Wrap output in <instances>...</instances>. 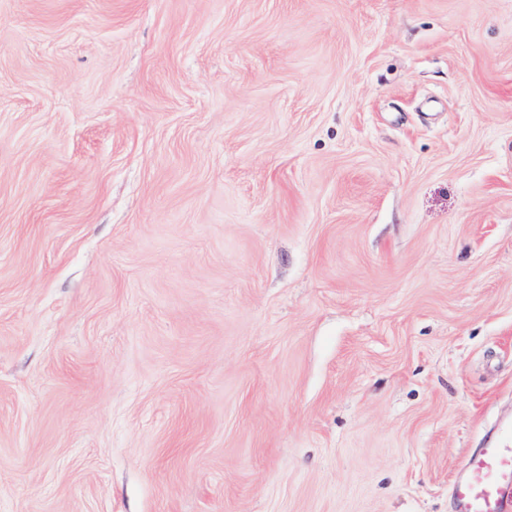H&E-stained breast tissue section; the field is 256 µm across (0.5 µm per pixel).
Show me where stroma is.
<instances>
[{
  "label": "stroma",
  "mask_w": 512,
  "mask_h": 512,
  "mask_svg": "<svg viewBox=\"0 0 512 512\" xmlns=\"http://www.w3.org/2000/svg\"><path fill=\"white\" fill-rule=\"evenodd\" d=\"M512 418V0H0V512H454Z\"/></svg>",
  "instance_id": "35a3bbf8"
}]
</instances>
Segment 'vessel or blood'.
I'll return each instance as SVG.
<instances>
[{"label":"vessel or blood","mask_w":512,"mask_h":512,"mask_svg":"<svg viewBox=\"0 0 512 512\" xmlns=\"http://www.w3.org/2000/svg\"><path fill=\"white\" fill-rule=\"evenodd\" d=\"M456 512H512V421L474 449L452 483Z\"/></svg>","instance_id":"obj_1"}]
</instances>
